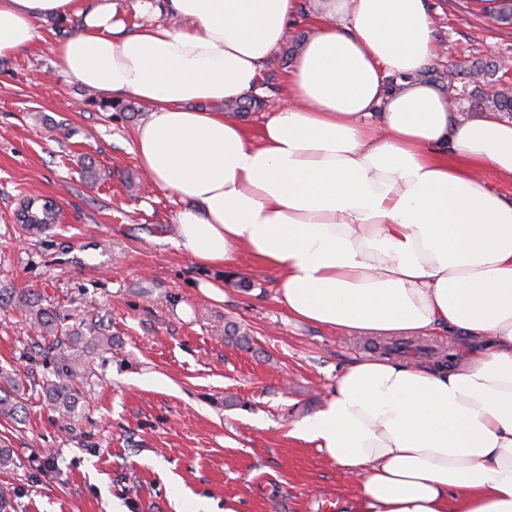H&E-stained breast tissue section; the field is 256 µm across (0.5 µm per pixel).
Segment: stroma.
<instances>
[{"instance_id": "1", "label": "stroma", "mask_w": 512, "mask_h": 512, "mask_svg": "<svg viewBox=\"0 0 512 512\" xmlns=\"http://www.w3.org/2000/svg\"><path fill=\"white\" fill-rule=\"evenodd\" d=\"M437 57L429 80L455 74L456 104L474 107L470 62L512 59V26L477 0H428ZM266 69L258 128L284 99L288 70L313 33L315 0ZM77 18L43 23L28 51L0 58V369L16 406L0 418V512H319L356 491L313 445L289 434L318 410L337 376L376 353L372 337L290 320L276 277L248 258L207 269L175 249L181 203L146 184L133 131L147 110L71 80L57 39ZM57 203L61 220L38 233L14 215L29 197ZM246 277L252 288L234 282ZM222 286L221 299L200 285ZM46 309L80 332L88 372L73 409L47 394L51 339L34 313ZM233 321L248 346L225 341ZM110 347L97 345L98 334ZM401 361L453 365L462 339L439 330L411 339Z\"/></svg>"}]
</instances>
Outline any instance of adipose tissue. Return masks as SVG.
I'll return each instance as SVG.
<instances>
[{
    "mask_svg": "<svg viewBox=\"0 0 512 512\" xmlns=\"http://www.w3.org/2000/svg\"><path fill=\"white\" fill-rule=\"evenodd\" d=\"M121 0H0V57L49 17L64 71L148 116L133 150L182 204L173 246L203 267L247 255L298 322L477 340L459 366L367 359L292 437L354 479L350 512H512V120L461 119L426 80L427 0H317L313 34L259 134L208 103L257 96L302 0H162L126 30Z\"/></svg>",
    "mask_w": 512,
    "mask_h": 512,
    "instance_id": "ef3b65f1",
    "label": "adipose tissue"
}]
</instances>
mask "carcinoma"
<instances>
[{
	"label": "carcinoma",
	"mask_w": 512,
	"mask_h": 512,
	"mask_svg": "<svg viewBox=\"0 0 512 512\" xmlns=\"http://www.w3.org/2000/svg\"><path fill=\"white\" fill-rule=\"evenodd\" d=\"M498 70L499 65L495 61L475 62L472 64L469 75L472 82L483 85ZM478 100L485 109L512 115V87L503 86L499 89L491 87L487 92H479ZM17 220L33 228H45L56 223L57 212L53 208H33L27 214L17 217ZM35 320L41 327L42 335L53 337L56 350L54 379L47 381L46 392L54 402L69 409L75 402L77 394L74 379L84 371L85 367L84 351L79 349L80 334L73 329H59V324L44 311L37 312Z\"/></svg>",
	"instance_id": "1"
}]
</instances>
